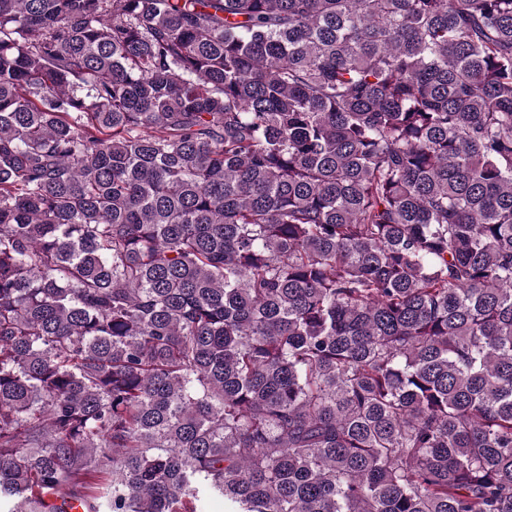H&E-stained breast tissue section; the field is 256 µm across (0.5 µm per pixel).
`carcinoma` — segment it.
Listing matches in <instances>:
<instances>
[{
    "mask_svg": "<svg viewBox=\"0 0 512 512\" xmlns=\"http://www.w3.org/2000/svg\"><path fill=\"white\" fill-rule=\"evenodd\" d=\"M512 512V0H0V512Z\"/></svg>",
    "mask_w": 512,
    "mask_h": 512,
    "instance_id": "obj_1",
    "label": "carcinoma"
}]
</instances>
